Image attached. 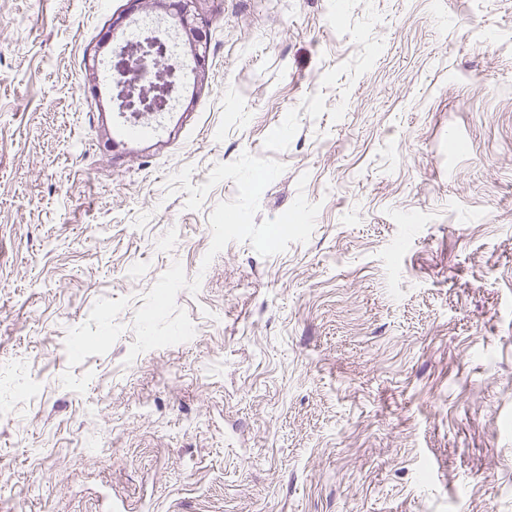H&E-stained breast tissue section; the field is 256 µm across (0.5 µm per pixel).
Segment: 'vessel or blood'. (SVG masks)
<instances>
[{
    "label": "vessel or blood",
    "mask_w": 512,
    "mask_h": 512,
    "mask_svg": "<svg viewBox=\"0 0 512 512\" xmlns=\"http://www.w3.org/2000/svg\"><path fill=\"white\" fill-rule=\"evenodd\" d=\"M100 119L106 122L112 137V158L119 161L137 153L139 146L159 142L173 136V115L161 112L139 117L129 112H104Z\"/></svg>",
    "instance_id": "vessel-or-blood-1"
}]
</instances>
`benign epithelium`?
Returning <instances> with one entry per match:
<instances>
[{"label": "benign epithelium", "mask_w": 512, "mask_h": 512, "mask_svg": "<svg viewBox=\"0 0 512 512\" xmlns=\"http://www.w3.org/2000/svg\"><path fill=\"white\" fill-rule=\"evenodd\" d=\"M210 0H128L122 15L112 19L110 32L125 30L141 15H165L178 32L183 55L193 62V85L208 81L204 62V28L207 26ZM169 30L156 27L136 42L109 43L95 48L93 63L86 66L82 82L96 87L99 81L98 61L105 55L111 62L112 98L109 106L99 105L104 112H168L182 85L181 65L169 56Z\"/></svg>", "instance_id": "obj_1"}]
</instances>
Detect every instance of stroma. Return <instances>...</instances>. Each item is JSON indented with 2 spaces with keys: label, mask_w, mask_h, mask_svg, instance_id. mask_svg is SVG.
Instances as JSON below:
<instances>
[{
  "label": "stroma",
  "mask_w": 512,
  "mask_h": 512,
  "mask_svg": "<svg viewBox=\"0 0 512 512\" xmlns=\"http://www.w3.org/2000/svg\"><path fill=\"white\" fill-rule=\"evenodd\" d=\"M127 0H0V512H512V0H211L174 139L112 164ZM308 242L210 263L243 153ZM187 342L130 356L173 264Z\"/></svg>",
  "instance_id": "obj_1"
}]
</instances>
